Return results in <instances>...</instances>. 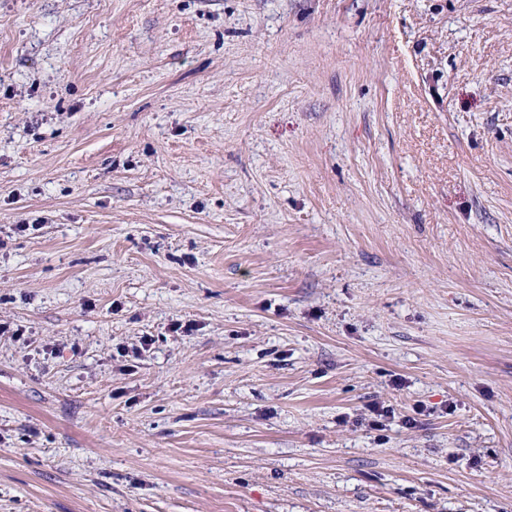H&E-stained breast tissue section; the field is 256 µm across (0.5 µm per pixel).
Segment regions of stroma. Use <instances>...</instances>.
<instances>
[{
    "instance_id": "1",
    "label": "stroma",
    "mask_w": 512,
    "mask_h": 512,
    "mask_svg": "<svg viewBox=\"0 0 512 512\" xmlns=\"http://www.w3.org/2000/svg\"><path fill=\"white\" fill-rule=\"evenodd\" d=\"M0 324V512H512V0H0Z\"/></svg>"
}]
</instances>
